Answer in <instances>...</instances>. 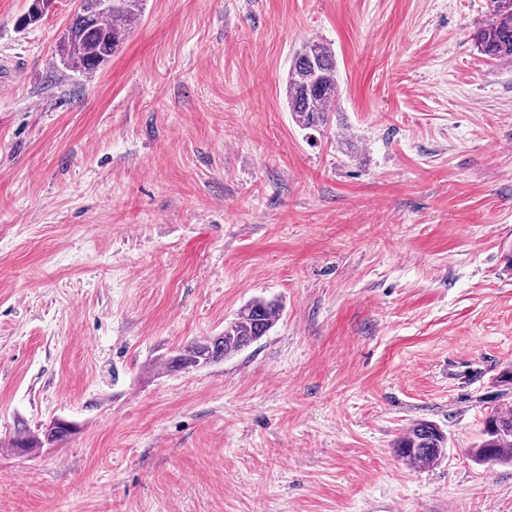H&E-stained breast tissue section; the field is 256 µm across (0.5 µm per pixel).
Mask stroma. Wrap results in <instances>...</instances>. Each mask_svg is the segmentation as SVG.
I'll return each instance as SVG.
<instances>
[{
  "instance_id": "35a3bbf8",
  "label": "stroma",
  "mask_w": 512,
  "mask_h": 512,
  "mask_svg": "<svg viewBox=\"0 0 512 512\" xmlns=\"http://www.w3.org/2000/svg\"><path fill=\"white\" fill-rule=\"evenodd\" d=\"M0 0V512H512L469 450L512 404V65L488 0H146L95 74L56 53L79 0ZM332 43L338 110L284 97ZM256 297L274 327L177 348ZM63 418L19 455L17 420ZM445 459L406 465L413 422ZM511 14L496 25L487 22L475 33L474 43L480 54L500 63H512V0ZM338 70L331 44L320 38L306 40L293 56L284 94L294 122L303 129L328 124L336 112ZM280 313L281 304L277 300L255 298L224 324V333L182 347L180 355L166 359L164 367L167 370H188L218 362L265 336ZM447 447V434L429 420L416 421L395 442L397 456L418 469L437 465L445 458ZM72 432L62 426H55L53 428H46L45 432L36 433L31 431L26 425L19 424L14 432V435L9 440L10 448L17 454H29L38 448H43L45 445H55L67 438Z\"/></svg>"
}]
</instances>
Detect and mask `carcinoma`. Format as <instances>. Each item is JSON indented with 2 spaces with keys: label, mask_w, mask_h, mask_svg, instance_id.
<instances>
[{
  "label": "carcinoma",
  "mask_w": 512,
  "mask_h": 512,
  "mask_svg": "<svg viewBox=\"0 0 512 512\" xmlns=\"http://www.w3.org/2000/svg\"><path fill=\"white\" fill-rule=\"evenodd\" d=\"M145 0H80V6L59 43L60 64L71 71L93 74L118 51L141 19ZM52 0H33L21 27L40 19ZM480 54L500 63H512V14L490 26L483 25L474 35ZM338 89L336 53L320 38L306 40L293 56L284 94L294 122L303 129L328 124L335 111ZM281 313L276 300L255 298L224 324V333L207 341L197 340L184 347L175 358H168V370H188L218 362L256 342L269 332ZM72 435L62 426L34 432L20 424L9 440L17 454H29L46 445L58 444ZM448 437L434 421L419 420L410 425L395 442L401 460L426 469L438 464L447 453ZM471 457L483 464L512 465V409L505 406L491 412L483 422L481 439L469 449Z\"/></svg>",
  "instance_id": "1"
}]
</instances>
